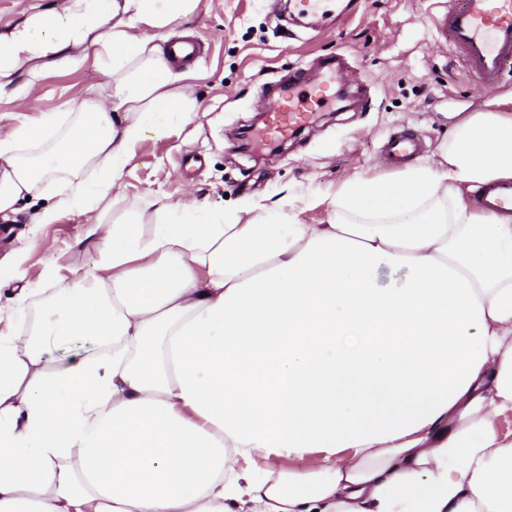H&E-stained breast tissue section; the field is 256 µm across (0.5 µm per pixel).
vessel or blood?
I'll return each mask as SVG.
<instances>
[{
    "label": "vessel or blood",
    "instance_id": "1",
    "mask_svg": "<svg viewBox=\"0 0 512 512\" xmlns=\"http://www.w3.org/2000/svg\"><path fill=\"white\" fill-rule=\"evenodd\" d=\"M436 23L483 86L500 82L506 61L512 59V0H444ZM322 71V83H310L306 73L298 71L288 85L273 88L264 128L267 137L284 140L294 136L315 111L329 103L327 88L336 84L340 75L332 61L323 63ZM417 149L411 134L396 133L388 140L386 152L393 163L401 164ZM480 201L492 211L512 210V181L483 189Z\"/></svg>",
    "mask_w": 512,
    "mask_h": 512
}]
</instances>
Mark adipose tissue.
<instances>
[{
    "mask_svg": "<svg viewBox=\"0 0 512 512\" xmlns=\"http://www.w3.org/2000/svg\"><path fill=\"white\" fill-rule=\"evenodd\" d=\"M198 3L112 0L111 24L70 0L0 39V76L88 39L109 76L0 133V213L53 183L94 250L0 319V512H512V215L462 195L512 179V113L344 184L324 224L204 203L107 220L138 142L194 120L160 42Z\"/></svg>",
    "mask_w": 512,
    "mask_h": 512,
    "instance_id": "obj_1",
    "label": "adipose tissue"
}]
</instances>
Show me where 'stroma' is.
Returning a JSON list of instances; mask_svg holds the SVG:
<instances>
[{"instance_id": "1", "label": "stroma", "mask_w": 512, "mask_h": 512, "mask_svg": "<svg viewBox=\"0 0 512 512\" xmlns=\"http://www.w3.org/2000/svg\"><path fill=\"white\" fill-rule=\"evenodd\" d=\"M284 3L200 0L195 13L170 26L169 37H195L202 44L187 66L196 118L169 137L149 136L137 145L112 218L148 202H217L241 213L255 202L289 195L330 196L356 178H391L395 170L383 145L394 132L417 136L420 161L432 163L454 125L489 100L504 101L512 113V74L495 87L480 86L436 25L439 0H351L349 17L328 19L323 31L294 25L282 12ZM57 8V0H0V37ZM332 56L347 63L342 84L356 106L318 117L277 152L240 153L235 133L264 110L268 83L300 69L319 81L317 62ZM104 68L86 44L23 61L0 77V129L71 111L105 82ZM48 207L57 208L56 221L33 223V215ZM87 227L86 215L61 207L50 191L0 217V258L7 261L0 267V296H11L20 280L45 287L54 261L85 270L89 256L80 241Z\"/></svg>"}]
</instances>
